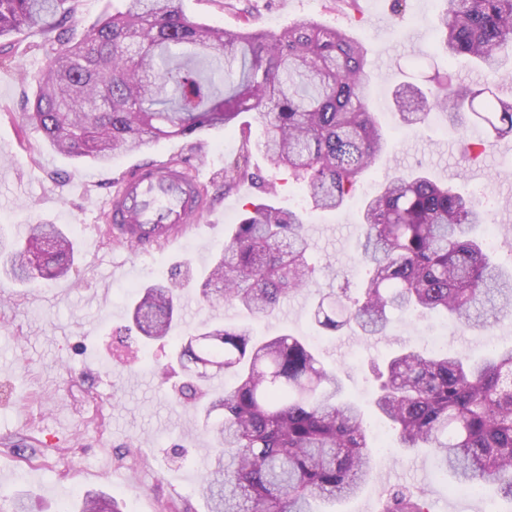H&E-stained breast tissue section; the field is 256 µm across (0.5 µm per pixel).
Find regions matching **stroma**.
<instances>
[{"mask_svg": "<svg viewBox=\"0 0 512 512\" xmlns=\"http://www.w3.org/2000/svg\"><path fill=\"white\" fill-rule=\"evenodd\" d=\"M441 7L442 0H404L399 6L358 0L352 8L343 0H183L190 18L228 30L242 29L249 18L278 30L314 19L364 44L372 84L367 105L379 116L388 151L331 212L312 210L303 184L255 148L253 179L225 184L224 165L240 154L242 131L254 140L262 135L264 119L256 112L197 140H162L138 153L117 154L106 166L56 152L38 130L15 118L33 95V77L51 45L36 28L9 36L17 56L12 66L0 67V231L56 224L74 240L76 253L67 277L28 286L0 282V475L8 479L0 489V512H15L21 498L33 512H77L91 489L111 493L125 512H208L201 480L213 443L204 413L179 396L183 373L168 367L175 338L205 323H247L259 336L286 329L308 337L339 371L348 394L364 404L377 386L371 362L391 351L435 344L478 356L493 343L512 346V314L486 329H459L434 312L396 311L383 337H363L350 328L327 335L312 320L319 292L359 296L368 277L356 260L365 195L410 170L479 197L498 231L492 258L512 268V139L470 161L464 146L483 138L481 128L457 133L437 110L412 128L400 123L394 109L399 81L429 84ZM416 31L421 40H413ZM172 158L206 187L208 209L199 222L163 246L137 250L111 240L99 214L112 185L135 164ZM265 200L309 211L305 233L316 268L314 285L290 296L272 319L207 303L199 294L232 226L251 204ZM172 277L182 287L180 319L170 338L134 343L137 357L128 360L119 339L127 334L138 291ZM366 426L378 447L370 476L356 497L325 505V512H381L398 488L427 494L431 512H483L480 497H459L450 482L438 479L431 453L400 452L375 414H367Z\"/></svg>", "mask_w": 512, "mask_h": 512, "instance_id": "1", "label": "stroma"}]
</instances>
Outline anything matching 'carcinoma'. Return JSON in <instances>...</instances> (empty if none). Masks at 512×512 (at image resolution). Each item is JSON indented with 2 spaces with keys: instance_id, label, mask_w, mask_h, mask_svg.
<instances>
[{
  "instance_id": "carcinoma-1",
  "label": "carcinoma",
  "mask_w": 512,
  "mask_h": 512,
  "mask_svg": "<svg viewBox=\"0 0 512 512\" xmlns=\"http://www.w3.org/2000/svg\"><path fill=\"white\" fill-rule=\"evenodd\" d=\"M123 2V10L95 25L93 38L47 54L22 122L76 160L107 164L117 153L196 138L259 112L264 154L303 183L313 209L342 207L385 146L366 104L363 43L316 20L279 32L228 31L190 19L182 0ZM445 2L443 60L467 57L497 72L512 43V0ZM74 12L73 0H0V38L25 27L61 36ZM431 82L426 92L411 83L396 90L406 125L424 123L434 109L448 113L453 126L481 123L487 138L469 145L471 153L512 137V100L495 86L455 84L447 70ZM249 143L245 131L242 153L225 168L234 182L251 178ZM485 221L474 198L424 174L392 177L363 207L357 257L369 277L360 298L322 295L315 323L383 336L391 309L440 311L459 328L512 311V277L476 235ZM306 222L302 211L252 205L224 241L202 295L258 317L274 314L313 281ZM0 256L6 274L25 285L68 276L75 248L57 225L31 224L22 241L0 235ZM176 288L162 281L141 290L131 311L140 339L168 337L178 319ZM176 359L188 377L181 395L191 401L206 397L219 376L236 378L205 409L208 417L223 414L211 429L215 452L201 481L208 512H312L316 500L342 501L361 491L372 448L364 414L337 372L301 338L258 339L245 325H208L187 338ZM374 371V407L398 447L428 448L438 475L453 477L455 487L512 501V347H494L480 360L402 349ZM81 512L124 510L112 495L87 491ZM383 512L428 509L421 495L397 490Z\"/></svg>"
}]
</instances>
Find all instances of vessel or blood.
I'll return each mask as SVG.
<instances>
[{
  "label": "vessel or blood",
  "mask_w": 512,
  "mask_h": 512,
  "mask_svg": "<svg viewBox=\"0 0 512 512\" xmlns=\"http://www.w3.org/2000/svg\"><path fill=\"white\" fill-rule=\"evenodd\" d=\"M198 181L181 165L146 163L123 176L108 195L102 215L112 229L140 224L145 229L183 228L196 223L206 204Z\"/></svg>",
  "instance_id": "1"
}]
</instances>
